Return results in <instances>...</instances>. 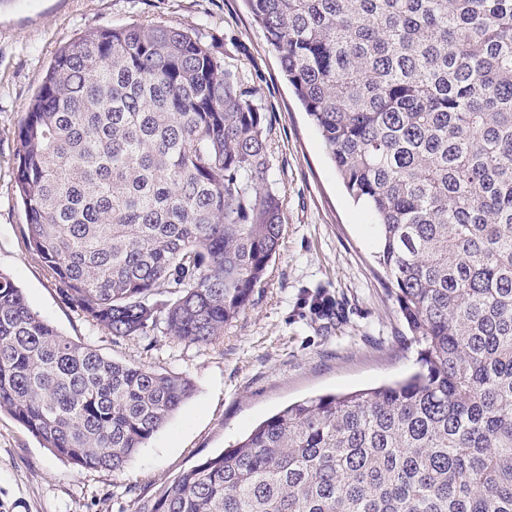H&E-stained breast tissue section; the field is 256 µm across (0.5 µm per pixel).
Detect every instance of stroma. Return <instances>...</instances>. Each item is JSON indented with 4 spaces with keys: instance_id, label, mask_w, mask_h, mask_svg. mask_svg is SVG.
Here are the masks:
<instances>
[{
    "instance_id": "35a3bbf8",
    "label": "stroma",
    "mask_w": 512,
    "mask_h": 512,
    "mask_svg": "<svg viewBox=\"0 0 512 512\" xmlns=\"http://www.w3.org/2000/svg\"><path fill=\"white\" fill-rule=\"evenodd\" d=\"M131 23L218 39L225 64L266 116L282 244L264 286L208 346L159 334L112 341L61 301L22 232L17 129L54 53L80 34ZM379 238L371 213L348 197L245 0H0V272L62 335L195 386L118 475L56 458L1 412L0 512H133L138 496L235 444L289 402L414 372L417 348L376 263ZM318 295L329 299L328 311L311 306Z\"/></svg>"
}]
</instances>
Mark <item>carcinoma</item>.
Masks as SVG:
<instances>
[{
    "mask_svg": "<svg viewBox=\"0 0 512 512\" xmlns=\"http://www.w3.org/2000/svg\"><path fill=\"white\" fill-rule=\"evenodd\" d=\"M354 202L421 368L289 404L134 512H512V0H245ZM266 118L175 26L60 48L18 126L22 232L114 340L224 335L284 235ZM194 392L59 333L0 273V411L124 471Z\"/></svg>",
    "mask_w": 512,
    "mask_h": 512,
    "instance_id": "cac0c4a2",
    "label": "carcinoma"
}]
</instances>
